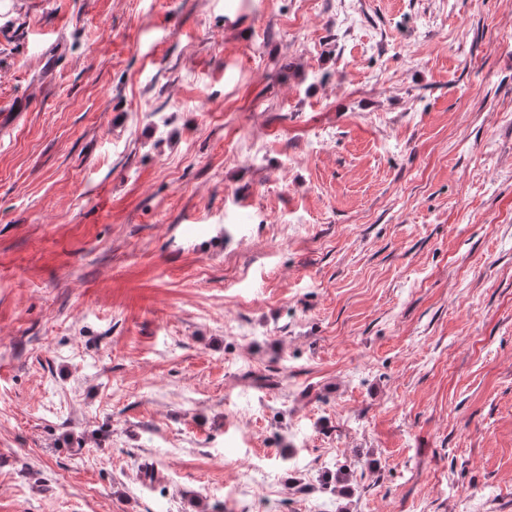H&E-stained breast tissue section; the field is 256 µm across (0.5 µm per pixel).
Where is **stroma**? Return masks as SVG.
I'll list each match as a JSON object with an SVG mask.
<instances>
[{"instance_id":"obj_1","label":"stroma","mask_w":512,"mask_h":512,"mask_svg":"<svg viewBox=\"0 0 512 512\" xmlns=\"http://www.w3.org/2000/svg\"><path fill=\"white\" fill-rule=\"evenodd\" d=\"M0 512H512V0H0Z\"/></svg>"}]
</instances>
